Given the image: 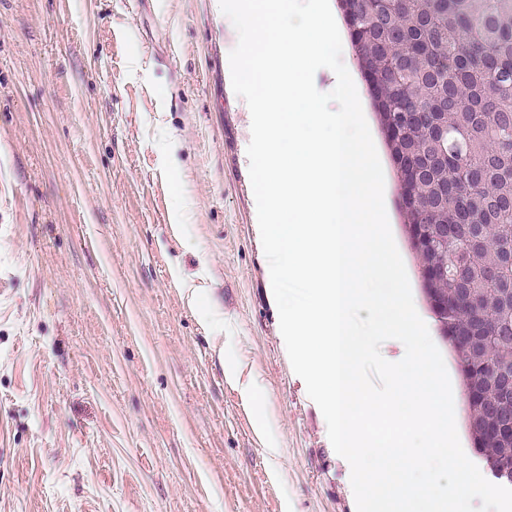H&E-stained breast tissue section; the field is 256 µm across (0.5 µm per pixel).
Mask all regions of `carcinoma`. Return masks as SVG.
Segmentation results:
<instances>
[{
    "label": "carcinoma",
    "instance_id": "cac0c4a2",
    "mask_svg": "<svg viewBox=\"0 0 512 512\" xmlns=\"http://www.w3.org/2000/svg\"><path fill=\"white\" fill-rule=\"evenodd\" d=\"M339 2L448 324L470 327L478 294L489 327L512 336V285L488 288L512 258V0ZM456 356L478 419L512 415L489 383L512 344Z\"/></svg>",
    "mask_w": 512,
    "mask_h": 512
}]
</instances>
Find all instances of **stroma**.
<instances>
[{
  "mask_svg": "<svg viewBox=\"0 0 512 512\" xmlns=\"http://www.w3.org/2000/svg\"><path fill=\"white\" fill-rule=\"evenodd\" d=\"M237 41L219 0H0V512H356L281 334Z\"/></svg>",
  "mask_w": 512,
  "mask_h": 512,
  "instance_id": "stroma-1",
  "label": "stroma"
}]
</instances>
